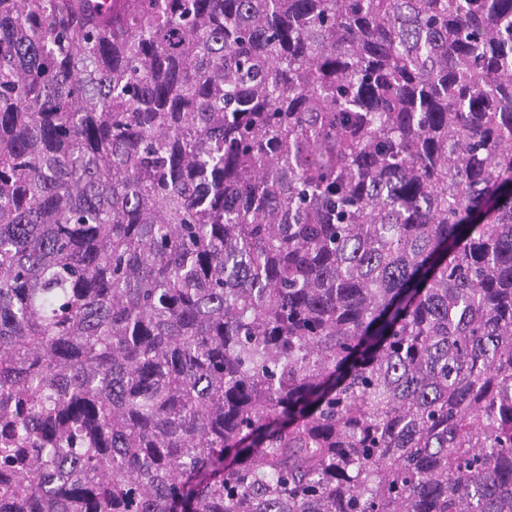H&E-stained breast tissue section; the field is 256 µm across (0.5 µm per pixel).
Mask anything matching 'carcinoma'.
Listing matches in <instances>:
<instances>
[{
    "label": "carcinoma",
    "instance_id": "obj_1",
    "mask_svg": "<svg viewBox=\"0 0 512 512\" xmlns=\"http://www.w3.org/2000/svg\"><path fill=\"white\" fill-rule=\"evenodd\" d=\"M18 512H512V0H0Z\"/></svg>",
    "mask_w": 512,
    "mask_h": 512
}]
</instances>
